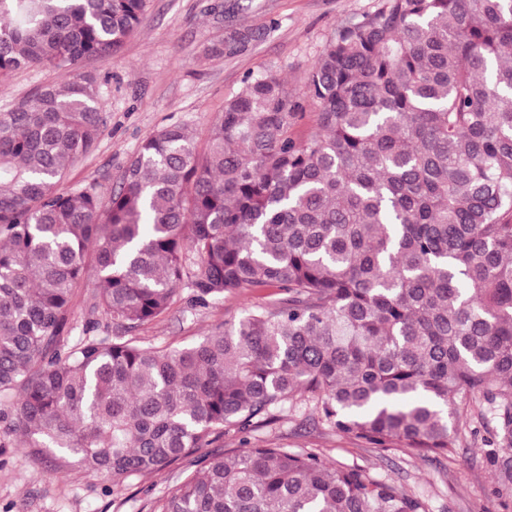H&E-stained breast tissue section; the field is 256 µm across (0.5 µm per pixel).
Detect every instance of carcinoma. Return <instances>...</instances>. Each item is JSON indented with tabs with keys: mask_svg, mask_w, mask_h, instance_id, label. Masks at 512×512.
<instances>
[{
	"mask_svg": "<svg viewBox=\"0 0 512 512\" xmlns=\"http://www.w3.org/2000/svg\"><path fill=\"white\" fill-rule=\"evenodd\" d=\"M147 0H0V82L121 52ZM269 70L199 151L149 135L118 185L68 186L98 145L95 79L0 110V448L112 476L199 458L155 512H427L361 470L254 433L313 400L376 448L445 456L487 405L512 487V0H380L312 63ZM276 299L183 348L130 335L177 288ZM112 322L72 336L78 290Z\"/></svg>",
	"mask_w": 512,
	"mask_h": 512,
	"instance_id": "1",
	"label": "carcinoma"
}]
</instances>
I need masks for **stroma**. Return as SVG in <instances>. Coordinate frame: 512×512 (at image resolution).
Returning <instances> with one entry per match:
<instances>
[{
    "label": "stroma",
    "mask_w": 512,
    "mask_h": 512,
    "mask_svg": "<svg viewBox=\"0 0 512 512\" xmlns=\"http://www.w3.org/2000/svg\"><path fill=\"white\" fill-rule=\"evenodd\" d=\"M380 0H149L146 18L114 56L84 62L81 71L101 86L98 108L103 135L95 152L74 164L69 183L109 188L136 155L142 141L163 127L181 124L205 148L209 127L247 75L280 71L286 86L303 95L311 64L342 24L372 14ZM249 39L221 55L210 47L238 34ZM67 73L42 69L17 72L0 84V109L47 82L65 83ZM179 288L170 310L141 325V341L184 347L224 319L256 304L272 302V290L227 294L207 307L187 303ZM75 336H108L112 327L92 311L86 292L71 309ZM259 439L312 450L331 462L355 465L373 479L392 480L425 501L429 512H512V492L495 494L487 432L463 426L448 456L428 460L404 448H373L322 424L313 402L299 404ZM193 469L192 458L164 470L118 481L77 467L60 468L31 448H0V512H154L159 499Z\"/></svg>",
    "instance_id": "stroma-1"
}]
</instances>
